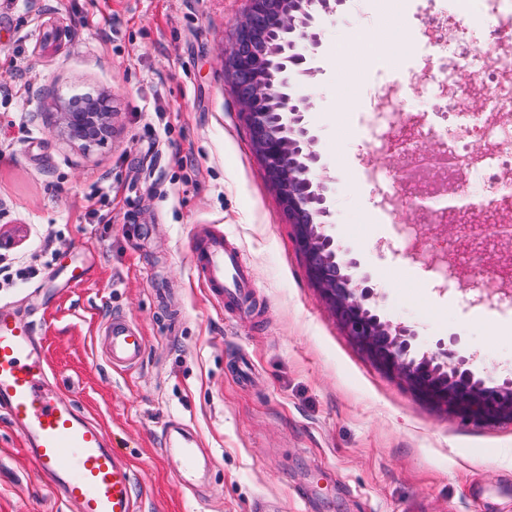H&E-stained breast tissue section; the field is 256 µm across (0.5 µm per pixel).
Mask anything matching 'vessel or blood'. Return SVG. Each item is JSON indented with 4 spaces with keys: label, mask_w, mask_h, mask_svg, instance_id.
Listing matches in <instances>:
<instances>
[{
    "label": "vessel or blood",
    "mask_w": 512,
    "mask_h": 512,
    "mask_svg": "<svg viewBox=\"0 0 512 512\" xmlns=\"http://www.w3.org/2000/svg\"><path fill=\"white\" fill-rule=\"evenodd\" d=\"M193 270L221 300L249 287L247 260L227 246L222 230L197 226ZM110 364H134L143 338L120 316L105 325ZM49 365L31 322L0 309V411L23 438L40 470L77 512H133V474L106 445L103 430L49 384Z\"/></svg>",
    "instance_id": "obj_1"
}]
</instances>
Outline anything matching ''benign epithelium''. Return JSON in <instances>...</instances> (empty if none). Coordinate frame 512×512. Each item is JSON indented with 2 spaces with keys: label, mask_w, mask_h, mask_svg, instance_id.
<instances>
[{
  "label": "benign epithelium",
  "mask_w": 512,
  "mask_h": 512,
  "mask_svg": "<svg viewBox=\"0 0 512 512\" xmlns=\"http://www.w3.org/2000/svg\"><path fill=\"white\" fill-rule=\"evenodd\" d=\"M231 42L224 46V71L231 80L253 152L294 229L307 274L329 305L337 324L378 368L403 382L417 396L477 425L512 419V377L490 381L471 368L453 344L439 341L432 353H419L416 334L382 318L378 293L369 279L351 270L357 261L342 254L327 232L331 212L329 177L313 149L316 137L305 122L308 97L296 98L293 78L311 76L321 45L317 12L333 13L344 0H248ZM110 95L104 93L81 111L66 104L56 110L55 132L72 142L101 143L112 135ZM452 244L471 228L439 224Z\"/></svg>",
  "instance_id": "1"
}]
</instances>
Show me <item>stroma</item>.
Returning a JSON list of instances; mask_svg holds the SVG:
<instances>
[{
    "label": "stroma",
    "mask_w": 512,
    "mask_h": 512,
    "mask_svg": "<svg viewBox=\"0 0 512 512\" xmlns=\"http://www.w3.org/2000/svg\"><path fill=\"white\" fill-rule=\"evenodd\" d=\"M483 5L375 0L317 18L322 43L308 126L335 189L336 241L379 289L381 315L422 349L457 337L478 372L504 376L512 309L492 261L435 288L414 249H442L425 211L382 210L404 160L371 149L360 121L378 84L425 122V13ZM247 0H0V306L35 323L52 384L99 424L132 470L134 512H512V421L478 426L381 372L311 285L294 230L263 176L222 50ZM371 46L351 50L356 18ZM396 29L397 40L386 37ZM109 93L113 133L88 147L54 134L58 104ZM101 191L97 216L86 198ZM212 224L245 254L253 285L227 306L196 280L189 244ZM413 225L414 244L400 227ZM84 276L72 282L70 271ZM144 339L135 365L105 360L112 315ZM199 444L193 489L167 446L171 424ZM0 512H73L0 415Z\"/></svg>",
    "instance_id": "1"
}]
</instances>
